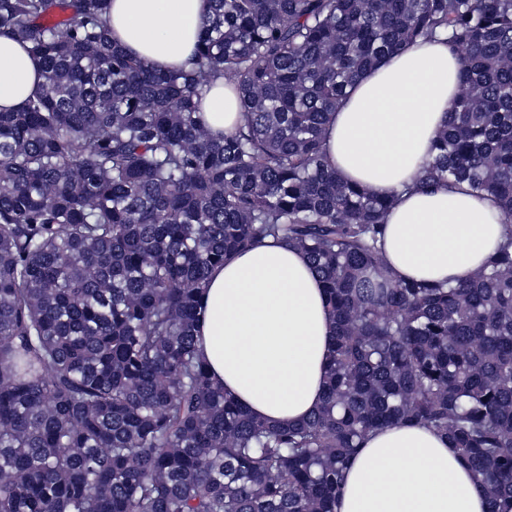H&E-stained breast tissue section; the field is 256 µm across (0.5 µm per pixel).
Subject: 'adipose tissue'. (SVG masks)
<instances>
[{
	"label": "adipose tissue",
	"instance_id": "obj_1",
	"mask_svg": "<svg viewBox=\"0 0 512 512\" xmlns=\"http://www.w3.org/2000/svg\"><path fill=\"white\" fill-rule=\"evenodd\" d=\"M211 0H111L113 43L156 69H187ZM460 59L445 39L383 58L350 86L326 128L327 159L367 194L394 198L383 251L395 279L468 280L505 240L497 201L465 184L423 188L422 171L459 93ZM41 63L0 35V110L41 92ZM201 116L214 135L242 121L235 91L215 80ZM334 323L307 254L267 238L212 268L201 296L199 355L215 386L277 427L322 404ZM337 512H487L447 435L418 424L376 429L351 458Z\"/></svg>",
	"mask_w": 512,
	"mask_h": 512
}]
</instances>
